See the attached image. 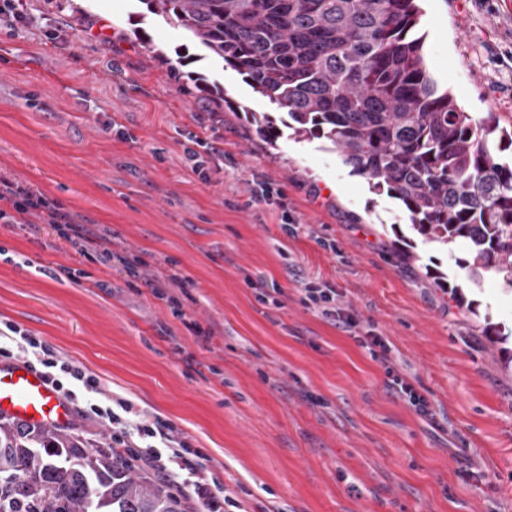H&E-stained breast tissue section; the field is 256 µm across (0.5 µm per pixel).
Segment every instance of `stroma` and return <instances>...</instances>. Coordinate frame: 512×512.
<instances>
[{"label": "stroma", "instance_id": "1", "mask_svg": "<svg viewBox=\"0 0 512 512\" xmlns=\"http://www.w3.org/2000/svg\"><path fill=\"white\" fill-rule=\"evenodd\" d=\"M422 9L433 77L512 132V0ZM270 109L141 0L0 20V177L108 229L146 277L189 281L178 317L40 221L0 223V321L170 421L244 512H512V364L483 332L512 330V292L439 287L427 265L462 275L446 251L407 259L399 203L329 143L260 136ZM310 282L357 326L306 303ZM371 327L431 417L358 343Z\"/></svg>", "mask_w": 512, "mask_h": 512}]
</instances>
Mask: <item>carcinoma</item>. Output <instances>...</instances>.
Listing matches in <instances>:
<instances>
[{"mask_svg":"<svg viewBox=\"0 0 512 512\" xmlns=\"http://www.w3.org/2000/svg\"><path fill=\"white\" fill-rule=\"evenodd\" d=\"M200 50L236 70L286 114L294 135L323 139L372 191L398 200L422 242L454 258L464 285L512 291V162L495 127L474 120L431 76L420 0H140ZM269 139L272 115L255 119ZM0 512H190L187 501L112 448L69 429L0 417Z\"/></svg>","mask_w":512,"mask_h":512,"instance_id":"1","label":"carcinoma"}]
</instances>
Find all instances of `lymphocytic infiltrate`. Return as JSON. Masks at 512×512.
Segmentation results:
<instances>
[{
    "label": "lymphocytic infiltrate",
    "instance_id": "obj_1",
    "mask_svg": "<svg viewBox=\"0 0 512 512\" xmlns=\"http://www.w3.org/2000/svg\"><path fill=\"white\" fill-rule=\"evenodd\" d=\"M32 217L49 225L79 253L95 251L101 264L136 276V263L109 249L105 235L87 232L42 193L0 178V222L24 224ZM360 342L366 348L377 349V357L386 364L390 386L395 393L407 399L420 414H428L427 400L404 375L390 366V347L383 337L371 333L361 337ZM0 358L20 359L40 370L72 404L80 406L83 415L111 428L113 447L125 449L129 457L175 482L177 487L191 488L202 504L203 512H224L225 508L236 507V500L223 495L205 465L189 463L191 448L175 436L170 422L159 417H146L131 399L108 396L96 375L51 353L39 337L15 324L4 323L0 326Z\"/></svg>",
    "mask_w": 512,
    "mask_h": 512
}]
</instances>
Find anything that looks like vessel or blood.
<instances>
[{"label":"vessel or blood","instance_id":"obj_1","mask_svg":"<svg viewBox=\"0 0 512 512\" xmlns=\"http://www.w3.org/2000/svg\"><path fill=\"white\" fill-rule=\"evenodd\" d=\"M0 416L34 426H68L72 407L22 361L0 364Z\"/></svg>","mask_w":512,"mask_h":512}]
</instances>
